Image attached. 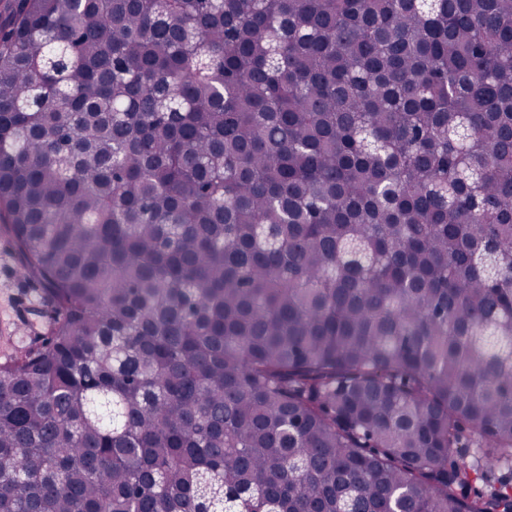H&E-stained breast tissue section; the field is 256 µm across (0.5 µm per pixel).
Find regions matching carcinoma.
Instances as JSON below:
<instances>
[{"label": "carcinoma", "mask_w": 512, "mask_h": 512, "mask_svg": "<svg viewBox=\"0 0 512 512\" xmlns=\"http://www.w3.org/2000/svg\"><path fill=\"white\" fill-rule=\"evenodd\" d=\"M0 233V512H512V0H3ZM17 267L18 253L12 240L0 234V362L21 355L46 336L49 324L43 326L39 315L51 319V309L44 291L40 286L21 278ZM35 293L39 295L38 308L32 305ZM25 325L32 326L35 333L25 345H20L15 329Z\"/></svg>", "instance_id": "1"}]
</instances>
